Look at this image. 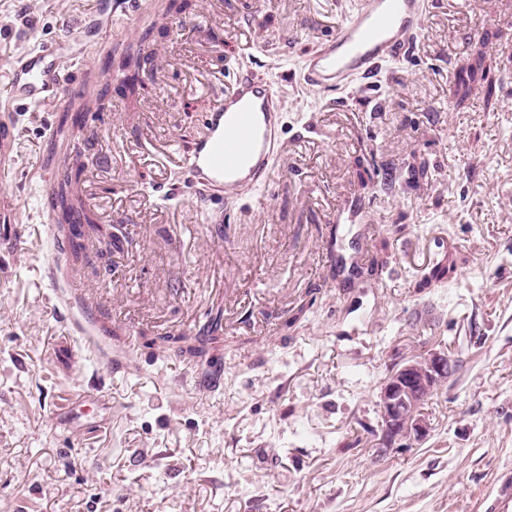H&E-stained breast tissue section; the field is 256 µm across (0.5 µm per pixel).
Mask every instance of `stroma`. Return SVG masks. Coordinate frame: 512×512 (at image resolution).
I'll list each match as a JSON object with an SVG mask.
<instances>
[{
    "label": "stroma",
    "mask_w": 512,
    "mask_h": 512,
    "mask_svg": "<svg viewBox=\"0 0 512 512\" xmlns=\"http://www.w3.org/2000/svg\"><path fill=\"white\" fill-rule=\"evenodd\" d=\"M136 2L0 0L16 138L0 194L24 239L0 246V512H486L512 467V0H436L412 56L329 93L305 83L304 53L362 0H190L168 27V0ZM135 42L153 80L132 93L99 67ZM43 43L62 48L67 100L12 101L10 61ZM479 53L494 85L454 104ZM243 71L277 88L285 151L269 186L226 201L177 158ZM81 108L76 145L58 126ZM308 122L322 136L294 141ZM71 154L87 211L130 240L111 272L80 270L109 336L75 331L65 276L44 274L43 201ZM349 204L373 226L350 276L327 260L354 251L357 225L329 219ZM447 253L452 287L419 288ZM219 308L223 345L193 362L224 366L208 398L176 382L183 356L130 336L194 334ZM427 349L461 362L424 409L430 432L380 447V386ZM106 353L126 370L107 374Z\"/></svg>",
    "instance_id": "stroma-1"
}]
</instances>
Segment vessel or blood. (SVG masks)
<instances>
[{
    "mask_svg": "<svg viewBox=\"0 0 512 512\" xmlns=\"http://www.w3.org/2000/svg\"><path fill=\"white\" fill-rule=\"evenodd\" d=\"M424 0H363L356 16L336 36L322 40L304 64L309 83L325 92L345 87L355 76H368L389 59L401 60L414 51L413 36L423 25ZM58 47L43 46L10 64L14 99L31 106L65 101L70 82L56 64ZM282 109L274 85L249 73L241 74L205 114L207 132L183 165L204 189L233 198L239 191L268 185L271 163L284 150L277 138ZM15 207L0 200V241L18 244L11 224ZM80 312L72 316L75 330H84L98 304L97 290L69 287ZM489 512H512V474L497 481Z\"/></svg>",
    "mask_w": 512,
    "mask_h": 512,
    "instance_id": "obj_1",
    "label": "vessel or blood"
}]
</instances>
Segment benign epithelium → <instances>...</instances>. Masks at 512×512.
<instances>
[{"label":"benign epithelium","mask_w":512,"mask_h":512,"mask_svg":"<svg viewBox=\"0 0 512 512\" xmlns=\"http://www.w3.org/2000/svg\"><path fill=\"white\" fill-rule=\"evenodd\" d=\"M457 370V360L445 352L427 350L408 356L391 368L379 392L380 445L392 448L428 435L429 424L419 410Z\"/></svg>","instance_id":"7a95c632"}]
</instances>
